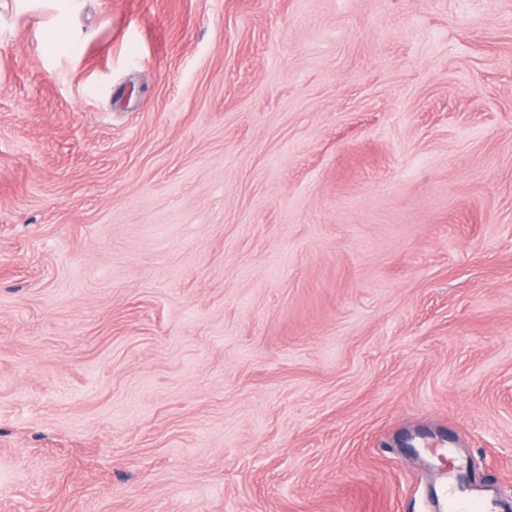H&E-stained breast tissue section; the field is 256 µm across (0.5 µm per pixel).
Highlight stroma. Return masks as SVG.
Returning a JSON list of instances; mask_svg holds the SVG:
<instances>
[{
    "instance_id": "1",
    "label": "stroma",
    "mask_w": 512,
    "mask_h": 512,
    "mask_svg": "<svg viewBox=\"0 0 512 512\" xmlns=\"http://www.w3.org/2000/svg\"><path fill=\"white\" fill-rule=\"evenodd\" d=\"M512 501V0H0V512Z\"/></svg>"
}]
</instances>
